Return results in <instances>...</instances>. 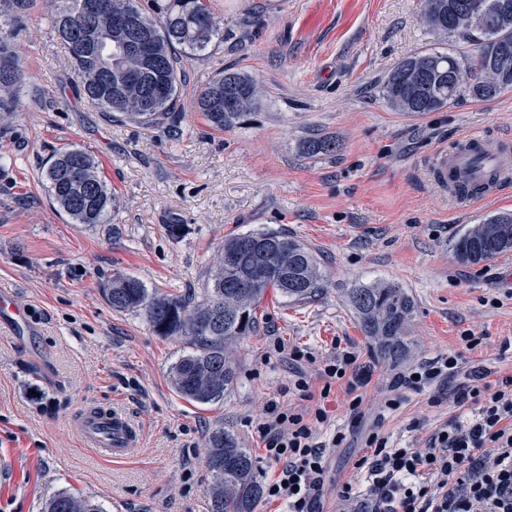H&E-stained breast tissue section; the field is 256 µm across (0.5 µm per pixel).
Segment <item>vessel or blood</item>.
I'll use <instances>...</instances> for the list:
<instances>
[{
    "label": "vessel or blood",
    "mask_w": 512,
    "mask_h": 512,
    "mask_svg": "<svg viewBox=\"0 0 512 512\" xmlns=\"http://www.w3.org/2000/svg\"><path fill=\"white\" fill-rule=\"evenodd\" d=\"M463 152L452 155L442 150L432 158V171L435 183L443 184L448 180L449 168L482 180L483 174L476 169L473 161L482 156L489 167L497 172V183L512 180V141L507 139L491 140L483 132L472 131L461 139ZM0 319L15 324L28 320V312L14 300L11 292L0 291ZM85 446L93 448L115 462L129 458L140 445V431L122 413L90 409L85 411L76 422Z\"/></svg>",
    "instance_id": "b4317fda"
}]
</instances>
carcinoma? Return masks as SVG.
<instances>
[{
  "mask_svg": "<svg viewBox=\"0 0 512 512\" xmlns=\"http://www.w3.org/2000/svg\"><path fill=\"white\" fill-rule=\"evenodd\" d=\"M83 0H62L51 11L55 31L61 35L75 66V91L97 104L102 111L122 121L145 128L170 118L176 108L183 77L184 60L206 50L219 35L208 0H167L161 14L142 7L140 0H106V12L93 24L95 50L85 54L64 36L65 19L76 13ZM463 0H422L428 26L433 16L448 14ZM487 13L496 17L491 25L475 21L452 32L474 40L476 53L425 52L409 56L391 67L381 81V98L391 109L408 116L439 112L463 94L491 100L512 91V69L500 75L492 87L485 80L487 61L502 43H512V0H480ZM31 0H0V17L26 15ZM128 13L138 16L151 43L153 59H134L123 45L127 33L112 18ZM438 77L429 88L417 90L408 84V74L423 63ZM123 79L139 72L142 79L124 85L120 96L94 90L100 69ZM466 81L448 84V74L457 70ZM21 74L11 66L0 45V112L9 111L20 93ZM159 83L165 93L152 109H141L150 85ZM260 103L259 81L242 73L223 71L198 91L195 107L209 125L224 130L237 125ZM335 149L325 137L311 135L302 143V154L314 157ZM80 160L83 176L70 177L73 158ZM53 200L74 224H110L114 198L97 171L95 160L78 148L56 154L45 170ZM453 251L465 264L478 265L512 251V212L486 217L459 236ZM324 288V275L315 253L303 243L283 235L249 232L224 242L221 260L201 295L183 298L153 294L137 279L117 277L105 289L116 311L143 314L159 336H182L192 350L172 367V383L180 396L200 405H219L234 385L236 367L230 344L247 335L257 319V307L268 291L274 290L290 302H304ZM348 302L360 328L379 356L397 361L406 353L407 327L415 310L413 297L397 284L361 286L348 293ZM206 462L212 479L210 512H255L262 488L256 462L238 436L218 426L208 434ZM45 512H100L88 498L63 492L54 496Z\"/></svg>",
  "mask_w": 512,
  "mask_h": 512,
  "instance_id": "cac0c4a2",
  "label": "carcinoma"
}]
</instances>
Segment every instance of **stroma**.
I'll return each instance as SVG.
<instances>
[{"label": "stroma", "mask_w": 512, "mask_h": 512, "mask_svg": "<svg viewBox=\"0 0 512 512\" xmlns=\"http://www.w3.org/2000/svg\"><path fill=\"white\" fill-rule=\"evenodd\" d=\"M224 36L186 62L177 125L152 129L108 119L74 91L76 74L36 3L0 42L24 76L12 116L0 120V285L31 317L21 336L0 325V512H43L68 491L102 512H209L205 461L216 426L236 431L260 480L278 468L257 433L263 407L281 396L300 346L325 359L336 344L375 366L363 422L350 423L343 389L327 404L349 427L344 448L325 451L326 486L352 475L361 436L375 420L397 364L380 359L346 301L349 289L397 283L415 300L408 324L412 364L441 352L464 366L512 374V252L460 263L452 244L488 215L512 212V183L456 207L428 168L437 150L471 130L512 138V92L460 97L422 117L391 110L377 82L398 61L465 42L430 31L420 0H210ZM227 69L257 78L259 108L212 129L193 107L201 84ZM317 134L333 152L304 157ZM90 154L117 209L108 224H74L43 179L52 155ZM182 225L180 237L172 225ZM256 231L296 239L321 262L325 287L302 303L267 293L254 333L233 345L236 381L219 405L182 399L170 382L186 340L157 335L138 312H117L104 290L132 276L149 291L201 293L226 238ZM484 339L474 350L460 337ZM430 391H405L382 430L399 445L425 441L454 408ZM89 408L126 412L142 446L122 462L84 446L74 419Z\"/></svg>", "instance_id": "obj_1"}]
</instances>
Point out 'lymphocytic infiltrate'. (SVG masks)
<instances>
[{"label":"lymphocytic infiltrate","instance_id":"lymphocytic-infiltrate-1","mask_svg":"<svg viewBox=\"0 0 512 512\" xmlns=\"http://www.w3.org/2000/svg\"><path fill=\"white\" fill-rule=\"evenodd\" d=\"M374 373L355 347H340L316 376L299 370L289 380L298 406L268 401L257 430L279 471L263 487L266 502L325 512V451L342 447L347 435L337 428L320 436L328 419L322 402L343 383L351 420L362 419V391ZM388 389L384 412L401 407L403 391L429 389L432 405L447 402L459 413L423 450L394 446L372 426L355 475L336 487V512H512V375L493 377L480 364L463 369L459 353L444 352L395 374Z\"/></svg>","mask_w":512,"mask_h":512}]
</instances>
